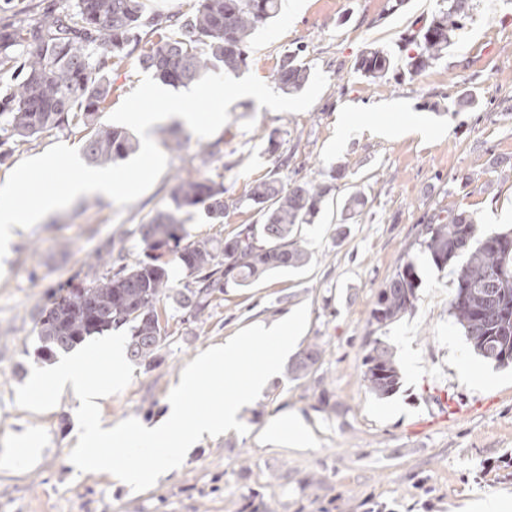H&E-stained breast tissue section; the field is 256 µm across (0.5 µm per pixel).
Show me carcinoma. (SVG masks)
Listing matches in <instances>:
<instances>
[{
	"instance_id": "1",
	"label": "carcinoma",
	"mask_w": 512,
	"mask_h": 512,
	"mask_svg": "<svg viewBox=\"0 0 512 512\" xmlns=\"http://www.w3.org/2000/svg\"><path fill=\"white\" fill-rule=\"evenodd\" d=\"M444 5L429 24L405 39L411 47L406 66L421 72L448 55L457 31L472 18L473 0H442ZM281 0H196L193 13L176 20L177 30L161 36L157 47L140 59L143 69L163 83L185 87L221 64L236 73L246 66L254 33L280 12ZM161 25L144 13L142 0H72L59 9L48 8L32 23L0 25V75L12 72L10 84L0 88V161L39 133L81 126L86 131L84 157L88 164L105 166L124 160L138 142L122 127L100 122L112 97V80L104 68L120 67L129 46L141 31ZM298 48L284 56L276 74L280 90L297 93L307 84L310 70ZM393 70L392 55L382 48L364 51L356 71L372 80ZM295 181L287 186L273 178L256 182L247 201L261 217L219 242L191 240L180 215L201 208L217 223L236 201L224 198V183L208 177L179 179L166 210L139 228L144 259L134 265L123 255L98 274L101 255L88 263L85 282L60 292L36 321L41 357L68 352L91 336L119 328L128 330L127 352L139 363L151 364L166 337L157 305L173 299L197 318L210 298L229 286L248 287L271 271L297 269L309 259L295 239L301 224H310L325 198L336 190L333 180ZM512 242V231L484 235L471 215L458 212L448 221L424 225L420 246L434 265L447 267L460 257L455 291L448 313L463 331L473 351L499 366L512 364V251L494 247ZM224 254V263L218 262ZM180 265L195 288H174L169 268ZM419 276L406 260L380 288L370 323L384 328L412 310ZM320 350L312 345L288 366L297 378L308 375ZM363 382L377 396L399 387L400 374L391 346L377 337L368 343L363 359Z\"/></svg>"
}]
</instances>
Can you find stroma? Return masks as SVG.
I'll return each instance as SVG.
<instances>
[{
	"label": "stroma",
	"instance_id": "35a3bbf8",
	"mask_svg": "<svg viewBox=\"0 0 512 512\" xmlns=\"http://www.w3.org/2000/svg\"><path fill=\"white\" fill-rule=\"evenodd\" d=\"M440 5L406 0L391 12L387 0H281L278 18L254 34L246 70L274 84L284 54L304 47L305 63L328 80L308 110L280 113L239 99L211 137V156L187 124L156 123L149 134L168 164L148 191L122 207L81 197L14 245L0 274V512H467L468 502L490 496L512 501V466L503 462L512 456V367L472 351L448 314L453 276L420 246L424 224L453 212H467L486 233L512 229V0H475L447 57L421 72L372 81L355 70L363 50H398ZM158 40L142 34L113 73V105L137 87L139 59ZM468 96L471 108L450 111ZM420 126L431 136H419ZM176 138L181 148H170ZM84 142L78 127L44 131L0 163V180L54 144L80 150ZM333 167L343 172L334 193L296 235L309 263L225 289L197 319L163 301L167 338L158 360L136 365L128 387L101 401V419L154 423L200 352L303 303L310 317L297 347L321 351L311 372L276 375L244 411L247 434L203 439L182 470L146 491L78 472L69 459L76 399L62 394L47 413L15 403L32 367L47 365L35 322L52 293L83 278L106 244L121 249L126 263L142 259L139 227L166 209L177 178L223 182L236 201L223 223L200 209L185 221L191 238L221 240L259 223L246 200L256 181H322ZM356 191L365 204L346 212ZM408 259L420 279L414 309L388 327L371 325L379 289ZM377 337L398 366L412 359L420 367L384 397L362 380L367 343ZM279 415L300 422L299 442L270 428ZM25 429L39 435V454L15 444Z\"/></svg>",
	"mask_w": 512,
	"mask_h": 512
}]
</instances>
